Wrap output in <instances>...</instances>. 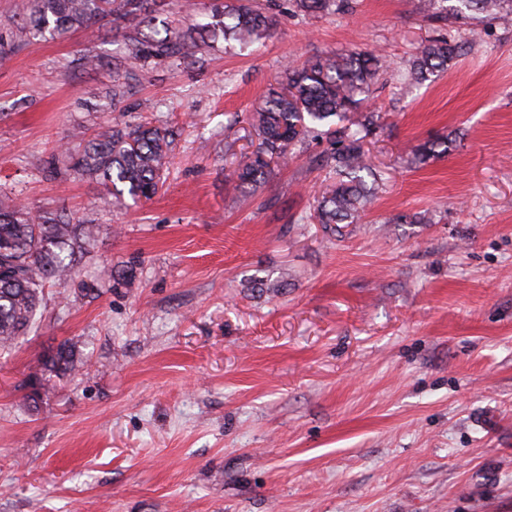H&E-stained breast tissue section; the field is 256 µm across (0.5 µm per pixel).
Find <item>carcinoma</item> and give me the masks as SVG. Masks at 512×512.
I'll return each mask as SVG.
<instances>
[{
	"label": "carcinoma",
	"mask_w": 512,
	"mask_h": 512,
	"mask_svg": "<svg viewBox=\"0 0 512 512\" xmlns=\"http://www.w3.org/2000/svg\"><path fill=\"white\" fill-rule=\"evenodd\" d=\"M35 0L34 8L16 27L15 39L26 42L34 36H61L88 30L106 15L120 26L129 23L123 65L112 71V101L126 97L129 81L152 61L179 57L192 59L205 42L166 25L155 24L157 0ZM300 12L332 14L349 0H292ZM420 0L421 10L435 20H512V0ZM199 29L211 38H224L231 47L258 43L276 27L273 15L253 0H224L208 14ZM460 51L446 34L424 44L410 61L406 79L425 82L445 70ZM390 69L387 57L372 50L340 55L313 56L300 66L285 68L286 82L271 87L253 111L233 116V123L246 124L257 143L245 160L228 175L232 190L241 194L265 183L272 164L286 158L290 149L303 151L309 142L322 140L327 147L322 166L335 182L321 195L314 208L319 224H356L373 200V187L366 178H378L366 138L375 114L363 113L365 95ZM74 147L52 153L45 161L46 176L62 174L96 181L119 199L150 200L163 185V174L174 150L172 133L149 122L100 127L89 132L76 127L70 134ZM446 139L429 140L416 148L420 161L448 154ZM92 224H74L59 213L33 212L9 196L0 195V348L12 346L38 322L44 290L66 286L75 275V257L94 240ZM80 364L75 346L64 341L43 359L42 374L31 386L33 403L44 401L53 390L52 378L74 372Z\"/></svg>",
	"instance_id": "1"
}]
</instances>
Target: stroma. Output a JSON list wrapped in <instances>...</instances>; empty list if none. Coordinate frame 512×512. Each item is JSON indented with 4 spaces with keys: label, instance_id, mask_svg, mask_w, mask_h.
I'll return each instance as SVG.
<instances>
[{
    "label": "stroma",
    "instance_id": "obj_1",
    "mask_svg": "<svg viewBox=\"0 0 512 512\" xmlns=\"http://www.w3.org/2000/svg\"><path fill=\"white\" fill-rule=\"evenodd\" d=\"M259 2L277 15L263 43L151 62L116 105L111 20L18 43L34 0H0V190L97 227L38 328L0 350V512H512V22L455 21L481 39L404 86L435 33L417 0ZM354 49L392 62L363 105L384 176L337 237L311 220L334 182L323 143L243 197L227 175L252 145L227 121L284 62ZM142 116L175 139L154 199L47 179L74 126ZM443 137L446 156L415 161ZM65 340L81 365L32 409ZM292 2L300 12L326 15L338 13L348 5L349 0H292Z\"/></svg>",
    "mask_w": 512,
    "mask_h": 512
}]
</instances>
